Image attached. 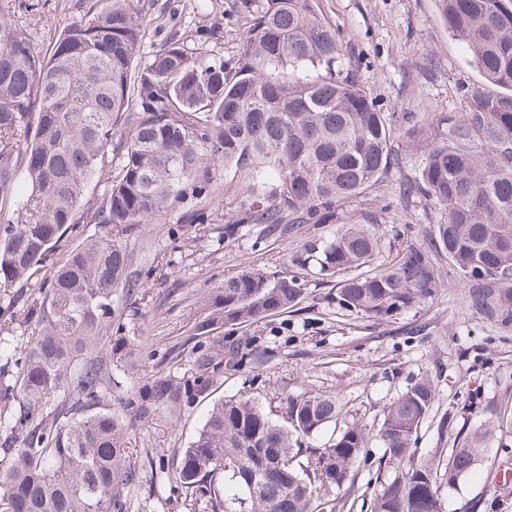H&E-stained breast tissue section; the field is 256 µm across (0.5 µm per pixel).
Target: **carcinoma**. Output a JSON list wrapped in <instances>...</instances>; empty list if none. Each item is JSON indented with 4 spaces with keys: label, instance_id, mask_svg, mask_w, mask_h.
Here are the masks:
<instances>
[{
    "label": "carcinoma",
    "instance_id": "carcinoma-1",
    "mask_svg": "<svg viewBox=\"0 0 512 512\" xmlns=\"http://www.w3.org/2000/svg\"><path fill=\"white\" fill-rule=\"evenodd\" d=\"M449 34L464 43L482 76L465 112L421 116L403 131L418 157L402 194L441 211L430 241L468 286L469 306L512 327V0H437ZM85 22L67 27L49 54L0 22V285L26 283L43 268L26 307L34 341L5 356L0 379V507L3 512H125L134 478L127 436L166 410L174 415L224 368L258 357L239 329L293 309L304 295L296 275L255 266L224 280L204 300L189 375L145 374L128 387L112 356L135 337L112 335V296L137 284L112 231L157 223L172 199L208 193L216 172L236 180L233 222L270 233L338 224L337 211L398 164L390 117L344 67L336 30L317 0H241L245 31L237 57L171 39L140 62L144 18L133 0H94ZM118 139V163L101 196L87 185ZM24 166L29 190L17 191ZM82 224L101 231L66 250ZM378 223L339 224L298 242L289 266L332 283L336 308L382 319L434 297L444 282L429 251L409 245L369 273L381 249ZM224 330V342L201 337ZM427 378L383 415L377 440L394 475L372 512H439L441 481L459 485L489 459L496 431L512 418L493 408L479 427L462 422L441 469L415 458L417 432L433 406ZM280 424L254 398L216 402L176 475L210 512H334L369 442L347 422L323 448L303 452L340 415L332 395L286 399ZM468 501L464 512H497Z\"/></svg>",
    "mask_w": 512,
    "mask_h": 512
}]
</instances>
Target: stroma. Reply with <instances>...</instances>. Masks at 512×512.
Returning <instances> with one entry per match:
<instances>
[{
	"label": "stroma",
	"instance_id": "obj_1",
	"mask_svg": "<svg viewBox=\"0 0 512 512\" xmlns=\"http://www.w3.org/2000/svg\"><path fill=\"white\" fill-rule=\"evenodd\" d=\"M30 9L10 13L40 50L51 48L68 25L86 19L89 0H33ZM238 0H134L149 20L143 53L151 55L166 40L203 42L225 58L236 56L243 28ZM321 16L335 29L344 61L358 81L400 126L404 113L454 115L464 111L467 92L482 77L466 46L448 33L437 0H318ZM403 158L377 185L342 205L343 223L378 221L384 242L376 269L394 263L411 242L428 243L427 231L439 218L427 199L400 198L403 180L414 178L418 158L404 139L394 141ZM204 210L208 220L193 224L189 216ZM231 218L223 193L187 196L170 204L159 223L121 234L120 241L139 278L131 299L115 297L127 335L136 339L135 380L163 371L187 374L184 343L203 316V300L225 278L245 265L283 270L295 239L266 235L262 225L242 224L225 235ZM432 262L446 286L412 309L376 320L337 310L329 287L305 276L306 294L297 311L276 314L243 328L261 351L257 363L215 375L180 416L161 414L139 423L129 435L136 451V479L125 486L126 512H206L191 503L171 464H159L154 448H184L207 412L220 399L254 397L275 420L286 415V399L300 394L340 398L347 419L358 420L376 434L383 413L422 377L436 388L432 409L419 430L420 453L447 455L453 444L448 415L481 391L488 404L512 406V329L480 319L468 308L467 286L444 253ZM30 285L0 288V315L9 319L0 338L20 350L29 345L34 323L24 321ZM498 499L499 512H512V481L489 479L485 469L441 490V512H462L471 498Z\"/></svg>",
	"mask_w": 512,
	"mask_h": 512
}]
</instances>
